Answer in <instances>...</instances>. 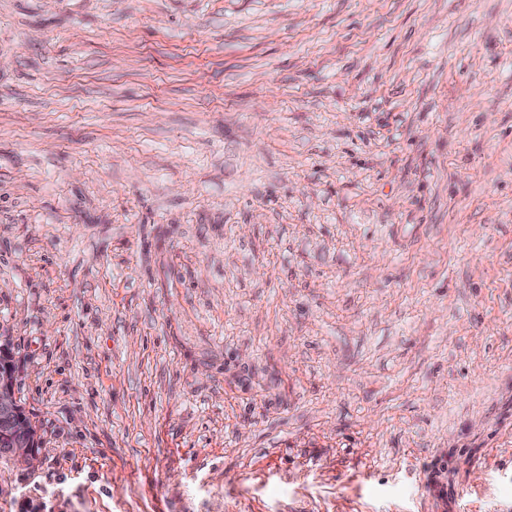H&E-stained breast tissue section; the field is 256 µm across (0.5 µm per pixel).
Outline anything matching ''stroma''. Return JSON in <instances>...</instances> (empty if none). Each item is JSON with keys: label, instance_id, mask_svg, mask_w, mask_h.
Listing matches in <instances>:
<instances>
[{"label": "stroma", "instance_id": "obj_1", "mask_svg": "<svg viewBox=\"0 0 512 512\" xmlns=\"http://www.w3.org/2000/svg\"><path fill=\"white\" fill-rule=\"evenodd\" d=\"M0 512H512V0H0ZM12 352L0 343V460L32 464L39 454L40 438L35 424L27 415L13 381Z\"/></svg>", "mask_w": 512, "mask_h": 512}]
</instances>
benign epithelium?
Instances as JSON below:
<instances>
[{"label":"benign epithelium","mask_w":512,"mask_h":512,"mask_svg":"<svg viewBox=\"0 0 512 512\" xmlns=\"http://www.w3.org/2000/svg\"><path fill=\"white\" fill-rule=\"evenodd\" d=\"M13 371L11 349L0 343V460L31 464L39 454L40 438L16 395Z\"/></svg>","instance_id":"1"}]
</instances>
